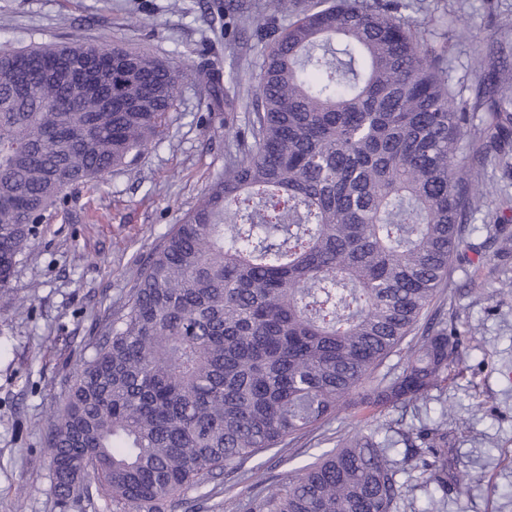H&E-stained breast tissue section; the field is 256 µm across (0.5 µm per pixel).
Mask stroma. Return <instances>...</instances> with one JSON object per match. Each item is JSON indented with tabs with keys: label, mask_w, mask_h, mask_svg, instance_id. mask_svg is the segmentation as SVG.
I'll return each mask as SVG.
<instances>
[{
	"label": "stroma",
	"mask_w": 512,
	"mask_h": 512,
	"mask_svg": "<svg viewBox=\"0 0 512 512\" xmlns=\"http://www.w3.org/2000/svg\"><path fill=\"white\" fill-rule=\"evenodd\" d=\"M434 45L448 47V76L472 95L500 64L512 68V0H408ZM219 0H0V46L59 44L73 36L146 50L194 68L209 60L241 79L234 123L245 130L254 95V16L224 14ZM201 81L182 85L165 138L93 187L68 190L15 268L13 300L0 309V512H59L46 455L47 420L61 406L82 360L111 312L135 285L136 263L224 171L235 150L224 112L211 109ZM487 167L491 201H476L472 229L431 307L463 336L459 365L430 400L391 412L419 428L448 408V466L473 476L468 496L442 512H512V143ZM353 410L284 449H271L209 484L210 496L185 493L175 512H249L251 500L289 473L331 451Z\"/></svg>",
	"instance_id": "35a3bbf8"
}]
</instances>
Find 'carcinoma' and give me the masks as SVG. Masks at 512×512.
<instances>
[{
  "label": "carcinoma",
  "mask_w": 512,
  "mask_h": 512,
  "mask_svg": "<svg viewBox=\"0 0 512 512\" xmlns=\"http://www.w3.org/2000/svg\"><path fill=\"white\" fill-rule=\"evenodd\" d=\"M255 20V103L224 174L138 269L122 308L48 419L57 506L169 512L187 490L283 448L340 412L425 401L448 380L461 337L423 329L393 380L375 378L418 329L464 245L481 170L512 134L509 79L491 96L449 84L447 45L383 0H269ZM291 10L286 26L275 13ZM87 44L0 50V296L70 187L157 145L186 72L107 44L92 95L45 86L44 59ZM210 104L234 71L204 73ZM486 112L481 150L471 112ZM390 436L366 419L336 449L252 501L251 512H399L396 476L448 479V409ZM408 445L392 456L398 442Z\"/></svg>",
  "instance_id": "obj_1"
}]
</instances>
